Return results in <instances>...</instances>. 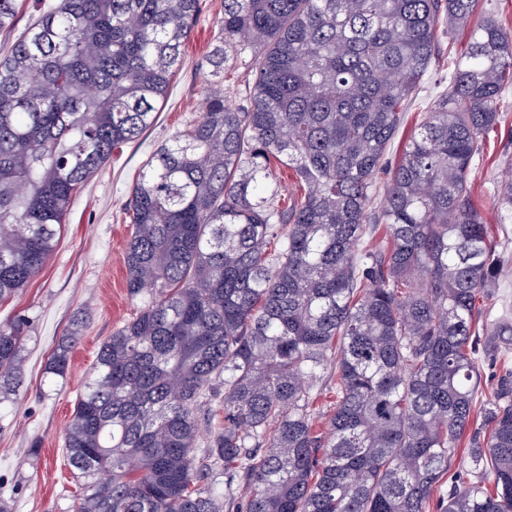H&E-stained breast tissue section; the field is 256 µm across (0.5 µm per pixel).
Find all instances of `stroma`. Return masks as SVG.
<instances>
[{"label":"stroma","instance_id":"stroma-1","mask_svg":"<svg viewBox=\"0 0 512 512\" xmlns=\"http://www.w3.org/2000/svg\"><path fill=\"white\" fill-rule=\"evenodd\" d=\"M224 14V0H202L197 24L183 48V65L156 125L143 138L115 152L74 197L58 244L42 270L10 299L0 302V321L24 317L30 325L24 383L12 402L0 407V494L14 512H73L75 484L64 459V436L75 399L93 367L101 344L137 310L126 288L125 247L131 226L123 214L130 189L148 156L172 133L198 118L206 70ZM466 48L463 38L439 39L437 69L423 79L408 106L389 151L397 162L426 112L448 88L447 61ZM512 169V89L504 94V117L490 132L484 155L471 176L472 198L487 224L500 233V251L509 255L501 292L483 309L491 323L512 312V224L500 226L495 189ZM85 325L72 350L65 379L49 382L44 367L76 311Z\"/></svg>","mask_w":512,"mask_h":512}]
</instances>
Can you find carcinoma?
Instances as JSON below:
<instances>
[{
    "label": "carcinoma",
    "mask_w": 512,
    "mask_h": 512,
    "mask_svg": "<svg viewBox=\"0 0 512 512\" xmlns=\"http://www.w3.org/2000/svg\"><path fill=\"white\" fill-rule=\"evenodd\" d=\"M18 2L0 0V31ZM200 6L60 0L0 57V300L41 270L112 151L154 125ZM218 25L202 113L124 204L139 310L101 345L65 433L75 512H430L466 433L438 512H512L511 369L488 429H471L479 362L512 353V317L479 324L503 261L470 189L512 86V33L486 0H224ZM444 34L466 35L465 55L381 182ZM237 65L253 75L242 102L224 94ZM279 166L297 179L287 204ZM496 197L511 224V179ZM28 332L0 323V406L24 383ZM217 398L224 426L201 448Z\"/></svg>",
    "instance_id": "cac0c4a2"
}]
</instances>
